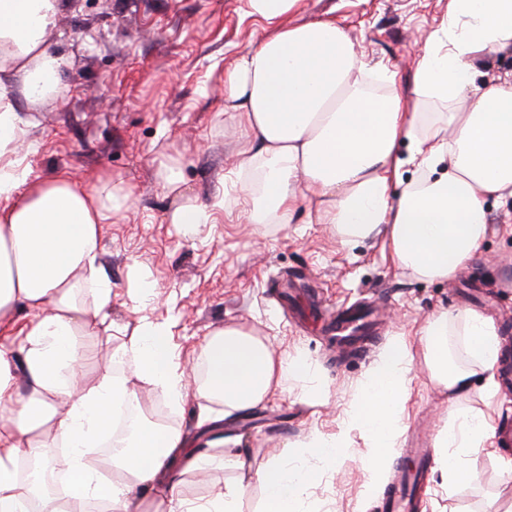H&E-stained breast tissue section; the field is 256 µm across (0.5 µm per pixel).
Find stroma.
Masks as SVG:
<instances>
[{
    "label": "stroma",
    "mask_w": 512,
    "mask_h": 512,
    "mask_svg": "<svg viewBox=\"0 0 512 512\" xmlns=\"http://www.w3.org/2000/svg\"><path fill=\"white\" fill-rule=\"evenodd\" d=\"M448 4L301 0L292 19L336 21L370 64L392 67L405 85ZM264 27L244 13L243 0H66L51 44L65 59L54 102L40 108L15 99L23 149L38 179L66 172L87 187L109 181L132 192V209L102 227L100 275L112 284L114 330L79 337L88 354L80 369L84 383H93L108 363L132 372L131 363H113L112 355L143 317L168 324L184 363L200 362L206 335L233 326L267 338L277 352L304 353L323 373L327 405L301 402L293 387L227 419L215 402L192 397L174 409L149 394L144 410L164 413L192 447L233 456L224 468L184 474L189 499L237 487L312 431L336 434L382 348L397 335L410 341L406 426L381 492H367L369 442L355 432L349 458L303 496L307 512H380L411 448L434 447L455 412L479 409L491 415L494 430L512 429V377L496 372L499 402L481 397L478 375L467 395L449 400L429 378L420 334L432 314L470 308L494 317L501 353L512 356V229L503 208L490 206L478 258L453 279L422 281L395 267L382 239L343 245L331 225L310 223L304 206L281 224L250 223L243 204L216 208L221 197L239 194L230 158L244 142L223 113L224 74ZM172 169L182 189L169 193L163 184ZM190 200L213 206V223L188 231L169 223L170 212ZM144 284L150 296L133 304ZM349 307L373 313L368 337L353 347L337 343L330 328L336 310ZM502 456H512V441L471 449L462 457L469 477L453 485L430 467L416 512H512V478L499 467Z\"/></svg>",
    "instance_id": "35a3bbf8"
}]
</instances>
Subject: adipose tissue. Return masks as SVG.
<instances>
[{
  "label": "adipose tissue",
  "mask_w": 512,
  "mask_h": 512,
  "mask_svg": "<svg viewBox=\"0 0 512 512\" xmlns=\"http://www.w3.org/2000/svg\"><path fill=\"white\" fill-rule=\"evenodd\" d=\"M300 0H245L248 15L267 32L238 54L224 75V113L258 150L238 151L234 175L255 224H278L297 204L316 223L331 224L343 244L371 236L387 242L394 265L421 280H448L478 255L488 230L486 203L512 199V80L476 83L473 60L512 47V0H452L451 13L425 42L413 80L370 65L335 21L290 22ZM64 0H0V329L17 311L31 315L20 342L21 364L0 350V512H239L242 488L194 504L181 496L172 462L189 472L222 465V458L188 448L180 430L140 423L115 461L122 483L103 482L88 452L112 431L114 402L138 399L149 384L173 405L188 392L244 413L301 383V399L327 404L321 373L303 353L281 354L269 341L237 327L214 332L201 351L205 379L188 388L165 325L141 319L120 350L135 363L134 377L104 369L92 384L77 370L86 359L79 335L110 332L106 310L112 285L100 274L101 229L129 208L130 194L103 183L86 187L67 174L35 181L19 149L24 130L16 95L39 105L60 80L62 56L50 49ZM447 104L429 132L422 99ZM408 145V159L398 157ZM419 176L393 192L402 162ZM86 288L87 298L75 297ZM432 382L459 397L470 372L448 358L459 336L484 376L481 393H497L494 369L501 343L492 317L464 309L429 317L422 330ZM23 378H16V371ZM411 382L410 344L393 337L351 399L338 436L312 432L307 441L254 479L262 512H300L305 491L329 465L349 456L352 431L371 441L370 490L381 486L405 426ZM492 425L481 412L455 414L436 439L437 465L449 481L464 477L458 455L491 445ZM67 447L65 502L35 498L19 479L21 458L46 457Z\"/></svg>",
  "instance_id": "obj_1"
}]
</instances>
